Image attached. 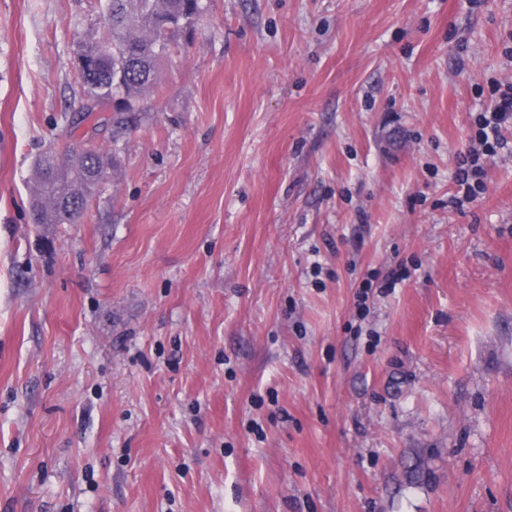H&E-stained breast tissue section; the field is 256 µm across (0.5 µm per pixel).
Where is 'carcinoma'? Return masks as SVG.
Wrapping results in <instances>:
<instances>
[{
  "instance_id": "cac0c4a2",
  "label": "carcinoma",
  "mask_w": 512,
  "mask_h": 512,
  "mask_svg": "<svg viewBox=\"0 0 512 512\" xmlns=\"http://www.w3.org/2000/svg\"><path fill=\"white\" fill-rule=\"evenodd\" d=\"M98 27L79 50L105 62L107 72L82 78L84 111L109 108L114 100L133 112L144 97L158 88V70L172 58L180 35L194 28L207 0H97ZM123 73L121 80L114 75ZM109 162L95 147L66 145L56 155L40 156L34 169L36 190L31 210L38 224H73L85 213L98 189L94 165ZM79 200L70 209L69 201Z\"/></svg>"
}]
</instances>
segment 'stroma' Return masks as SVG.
Segmentation results:
<instances>
[{
	"mask_svg": "<svg viewBox=\"0 0 512 512\" xmlns=\"http://www.w3.org/2000/svg\"><path fill=\"white\" fill-rule=\"evenodd\" d=\"M94 21L0 0V512H512V126L450 203L512 0H209L74 128ZM56 152L57 155L45 153ZM38 156L34 169L37 177L36 190L31 200L37 224H73L85 213L90 198L104 177V167L109 159L101 150L86 145H66L60 150H50ZM79 200V209H70L69 201ZM50 214L54 219L49 218Z\"/></svg>",
	"mask_w": 512,
	"mask_h": 512,
	"instance_id": "obj_1",
	"label": "stroma"
}]
</instances>
